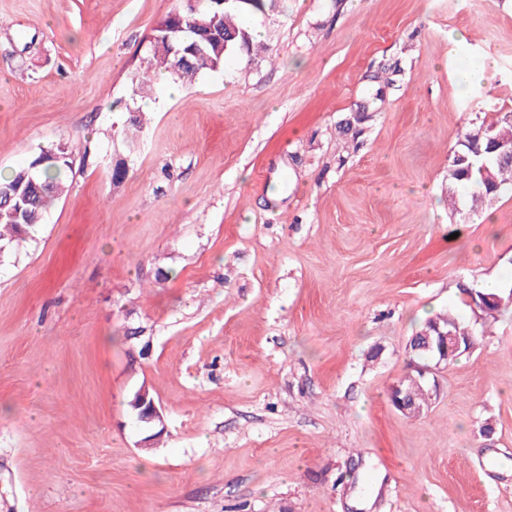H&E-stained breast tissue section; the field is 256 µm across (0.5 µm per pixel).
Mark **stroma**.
<instances>
[{
    "label": "stroma",
    "instance_id": "stroma-1",
    "mask_svg": "<svg viewBox=\"0 0 512 512\" xmlns=\"http://www.w3.org/2000/svg\"><path fill=\"white\" fill-rule=\"evenodd\" d=\"M175 4L0 0V173L73 148L0 257V512H512V306L463 294L512 278V193L448 209L462 130L512 112V0H273L177 92L137 80ZM448 310L473 347L408 419ZM398 383H402V387L407 391L396 386L390 399L392 406L403 415L410 418H419L423 415L424 407L417 402H423L425 398V393L420 388L421 385L412 378H405L403 381L400 380ZM408 391L417 402L415 400H410ZM131 406L142 422L151 423L162 419V415L154 400L149 397V393L145 389L137 393L134 400L131 402Z\"/></svg>",
    "mask_w": 512,
    "mask_h": 512
}]
</instances>
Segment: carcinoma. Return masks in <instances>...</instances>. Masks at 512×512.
<instances>
[{
	"label": "carcinoma",
	"mask_w": 512,
	"mask_h": 512,
	"mask_svg": "<svg viewBox=\"0 0 512 512\" xmlns=\"http://www.w3.org/2000/svg\"><path fill=\"white\" fill-rule=\"evenodd\" d=\"M268 0H246L244 3H231L227 6L218 3L213 10L197 11L190 4V0H178L174 13L179 17L181 25L192 31H206L210 28H222L226 31H243L237 22V16L241 13L251 15H264ZM208 60L196 67H184L175 72L170 70V63L164 57L152 56L147 61V66L140 76V81L147 83L152 76L158 73L166 74L172 81L185 84L193 83L196 78L213 68L224 66L226 53L220 46L206 48ZM503 118L484 124L474 125L468 128L457 142L452 151L448 164V201L454 212H459V201L462 192L472 186L481 189V193L472 196V202L490 199L496 193L489 190L481 181L467 178L459 166L454 164L455 154H470L472 148L485 147L487 131L502 122ZM488 166L495 178V185L499 188L512 186V162L501 161L496 157L488 160ZM71 169V154L68 148L58 145L42 150L32 157L27 164L15 170L11 175L0 178V188H9L23 193L21 213L13 218L7 214L0 215V255H6L13 248L26 241L31 230L42 223L48 204L60 196L65 184L63 173ZM438 325L448 329L458 336L473 335L472 328L452 314H438L426 321L422 329L431 325Z\"/></svg>",
	"instance_id": "cac0c4a2"
}]
</instances>
